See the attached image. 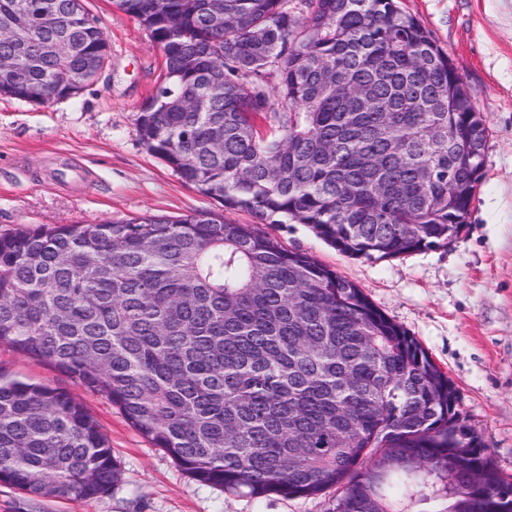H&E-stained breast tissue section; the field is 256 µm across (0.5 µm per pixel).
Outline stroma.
I'll list each match as a JSON object with an SVG mask.
<instances>
[{
    "label": "stroma",
    "instance_id": "obj_1",
    "mask_svg": "<svg viewBox=\"0 0 512 512\" xmlns=\"http://www.w3.org/2000/svg\"><path fill=\"white\" fill-rule=\"evenodd\" d=\"M433 34L488 127L471 211L448 244L398 258L349 256L304 224L263 230L355 282L447 373L459 406L512 481V0H401ZM111 47L107 66L73 98L35 105L0 96V232L96 224L144 213L221 211L141 143L138 110L163 52L111 0H85ZM13 378L68 391L106 434L121 481L87 501L32 498L0 483V512H332L331 497L255 499L190 479L119 407L54 367L0 347Z\"/></svg>",
    "mask_w": 512,
    "mask_h": 512
}]
</instances>
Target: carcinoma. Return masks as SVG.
<instances>
[{
	"label": "carcinoma",
	"mask_w": 512,
	"mask_h": 512,
	"mask_svg": "<svg viewBox=\"0 0 512 512\" xmlns=\"http://www.w3.org/2000/svg\"><path fill=\"white\" fill-rule=\"evenodd\" d=\"M72 0H0V94L72 97L109 58ZM161 46L142 144L226 211L384 259L448 244L487 127L400 0H113ZM0 345L107 397L192 480L334 512H512L457 390L354 282L254 224L144 214L0 234ZM120 468L67 391L0 368V482L71 500Z\"/></svg>",
	"instance_id": "1"
}]
</instances>
